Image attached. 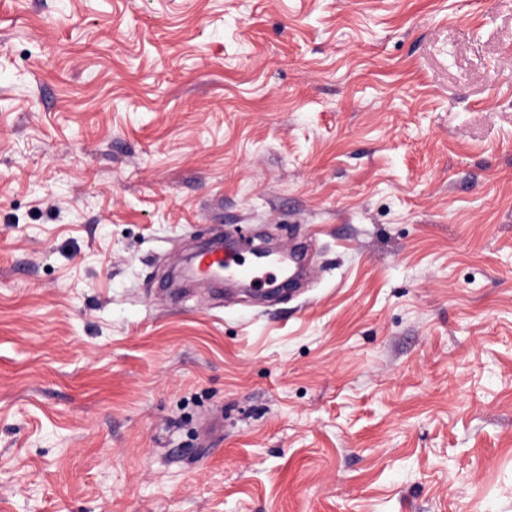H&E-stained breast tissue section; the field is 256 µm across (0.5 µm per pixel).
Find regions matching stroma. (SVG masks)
I'll return each instance as SVG.
<instances>
[{
  "label": "stroma",
  "instance_id": "stroma-1",
  "mask_svg": "<svg viewBox=\"0 0 512 512\" xmlns=\"http://www.w3.org/2000/svg\"><path fill=\"white\" fill-rule=\"evenodd\" d=\"M0 512H512V0H0ZM200 269L211 274L213 271H225L227 274L247 279L249 278L257 288H264L276 280V275L267 273L265 277L257 276L260 270L252 260L247 261L241 257L237 262L228 261L223 252L211 251L204 253L200 259Z\"/></svg>",
  "mask_w": 512,
  "mask_h": 512
}]
</instances>
